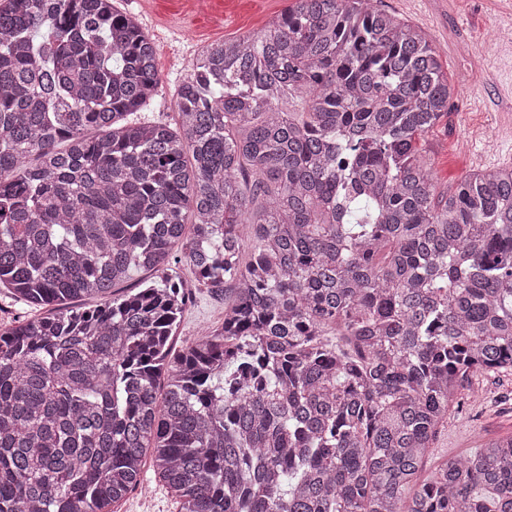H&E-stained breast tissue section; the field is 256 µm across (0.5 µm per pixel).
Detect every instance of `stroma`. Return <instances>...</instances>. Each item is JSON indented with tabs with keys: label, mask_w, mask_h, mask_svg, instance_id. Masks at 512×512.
Wrapping results in <instances>:
<instances>
[{
	"label": "stroma",
	"mask_w": 512,
	"mask_h": 512,
	"mask_svg": "<svg viewBox=\"0 0 512 512\" xmlns=\"http://www.w3.org/2000/svg\"><path fill=\"white\" fill-rule=\"evenodd\" d=\"M224 23L191 28L177 19L148 15L142 0H121L120 7L139 18L153 39L161 84L146 107L150 118L178 120L175 89L198 51L216 40L259 34L269 19L293 0H223ZM377 6L421 28L438 48L456 93L447 116L417 146L430 161L437 191L466 179L473 157L483 152L487 168L512 167V140L500 128L503 113H512V44L498 42L499 27L512 24V0H376ZM224 320V300L194 287L177 334L182 350L201 327ZM512 436V371L470 377L448 418L439 426L422 473L471 454L481 444ZM118 512H176L167 491L145 466L141 489L131 492Z\"/></svg>",
	"instance_id": "stroma-1"
}]
</instances>
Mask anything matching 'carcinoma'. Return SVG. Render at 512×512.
<instances>
[{
	"mask_svg": "<svg viewBox=\"0 0 512 512\" xmlns=\"http://www.w3.org/2000/svg\"><path fill=\"white\" fill-rule=\"evenodd\" d=\"M115 3L0 0V289L49 309L0 330V512H114L148 455L178 512H512V436L420 479L512 368V168L436 193L437 48L294 0L204 47L173 128ZM181 267L228 306L175 354Z\"/></svg>",
	"mask_w": 512,
	"mask_h": 512,
	"instance_id": "carcinoma-1",
	"label": "carcinoma"
}]
</instances>
